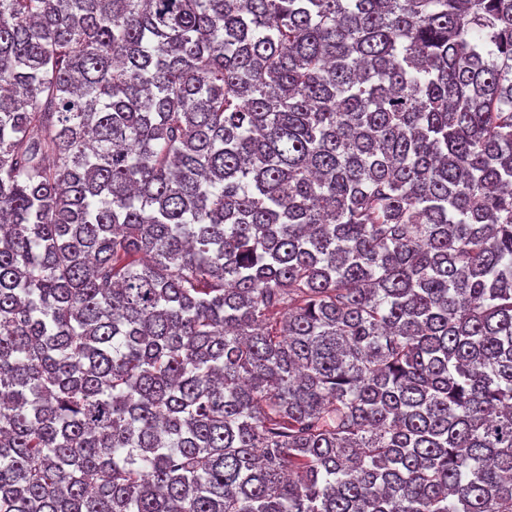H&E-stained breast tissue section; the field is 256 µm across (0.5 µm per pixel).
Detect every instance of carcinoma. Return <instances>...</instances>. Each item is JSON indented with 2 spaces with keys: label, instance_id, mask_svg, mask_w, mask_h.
I'll return each mask as SVG.
<instances>
[{
  "label": "carcinoma",
  "instance_id": "1",
  "mask_svg": "<svg viewBox=\"0 0 512 512\" xmlns=\"http://www.w3.org/2000/svg\"><path fill=\"white\" fill-rule=\"evenodd\" d=\"M0 512H512V0H0Z\"/></svg>",
  "mask_w": 512,
  "mask_h": 512
}]
</instances>
